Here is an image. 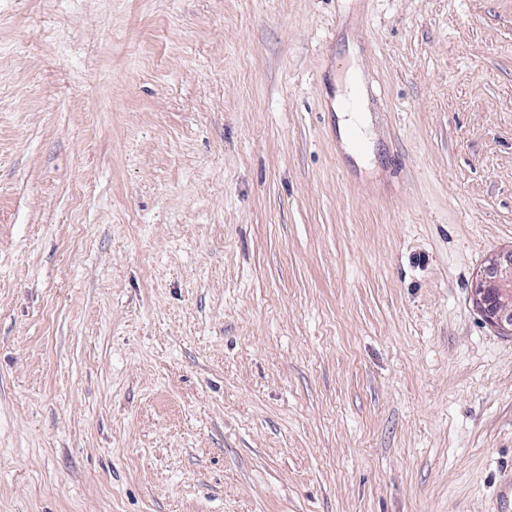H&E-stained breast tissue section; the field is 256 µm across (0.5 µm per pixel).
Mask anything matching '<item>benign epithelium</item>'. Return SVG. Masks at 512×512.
I'll return each mask as SVG.
<instances>
[{"instance_id": "obj_1", "label": "benign epithelium", "mask_w": 512, "mask_h": 512, "mask_svg": "<svg viewBox=\"0 0 512 512\" xmlns=\"http://www.w3.org/2000/svg\"><path fill=\"white\" fill-rule=\"evenodd\" d=\"M471 299L489 325L512 335V247L490 258L475 278Z\"/></svg>"}]
</instances>
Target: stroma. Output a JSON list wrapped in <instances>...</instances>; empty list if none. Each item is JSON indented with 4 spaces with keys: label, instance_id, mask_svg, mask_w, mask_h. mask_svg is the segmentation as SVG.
<instances>
[{
    "label": "stroma",
    "instance_id": "35a3bbf8",
    "mask_svg": "<svg viewBox=\"0 0 512 512\" xmlns=\"http://www.w3.org/2000/svg\"><path fill=\"white\" fill-rule=\"evenodd\" d=\"M510 246L512 0H0V512H512ZM336 94L334 97L335 109L339 118V130L342 136V143L346 150L359 161L360 154L355 151V138L360 142L366 141V129L368 126L367 116L362 106L363 90L359 73L355 69H350L345 80L336 82ZM355 90L360 92V103L357 109L348 107V100L352 97ZM471 299L484 320L512 335V247L494 254L476 276Z\"/></svg>",
    "mask_w": 512,
    "mask_h": 512
}]
</instances>
